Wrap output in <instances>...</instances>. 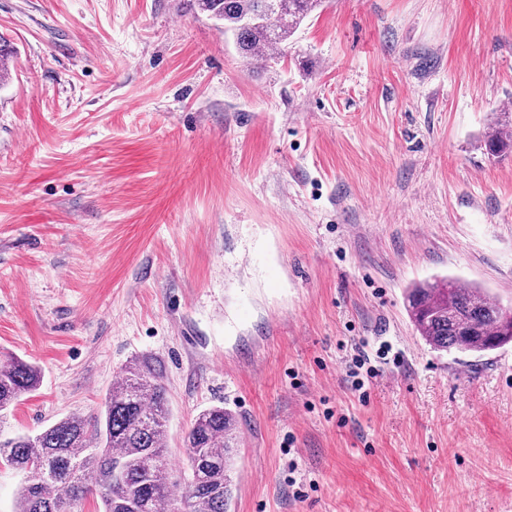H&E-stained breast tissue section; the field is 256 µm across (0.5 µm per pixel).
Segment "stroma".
Segmentation results:
<instances>
[{
    "mask_svg": "<svg viewBox=\"0 0 512 512\" xmlns=\"http://www.w3.org/2000/svg\"><path fill=\"white\" fill-rule=\"evenodd\" d=\"M0 35V353L41 369L0 436L153 358L177 468L238 419L227 512H512V343L435 351L405 301L512 305V0H324L267 62L186 0H0ZM492 115L484 144L487 152L495 156L512 149V113L494 112Z\"/></svg>",
    "mask_w": 512,
    "mask_h": 512,
    "instance_id": "stroma-1",
    "label": "stroma"
}]
</instances>
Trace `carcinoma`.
Returning a JSON list of instances; mask_svg holds the SVG:
<instances>
[{"label": "carcinoma", "mask_w": 512, "mask_h": 512, "mask_svg": "<svg viewBox=\"0 0 512 512\" xmlns=\"http://www.w3.org/2000/svg\"><path fill=\"white\" fill-rule=\"evenodd\" d=\"M221 22L244 58L288 40L321 0H188ZM484 144L498 155L512 149V113L495 112ZM416 331L438 351L481 353L512 342V307L454 278L417 284L406 293ZM40 369L16 356L0 359V413L40 384ZM164 366L143 359L122 370L100 414L71 413L35 435L0 441V463L22 476L15 512H79L98 490L103 512H227L230 463L238 421L222 406L201 411L185 435L187 474L174 479L164 443L169 405ZM119 468L121 480L113 481Z\"/></svg>", "instance_id": "1"}]
</instances>
